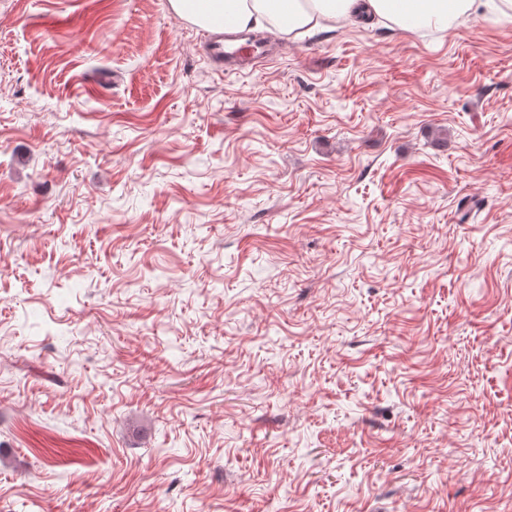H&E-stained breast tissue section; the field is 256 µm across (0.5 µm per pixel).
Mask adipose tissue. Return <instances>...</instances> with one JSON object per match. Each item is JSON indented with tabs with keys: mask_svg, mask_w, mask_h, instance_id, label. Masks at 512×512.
I'll return each mask as SVG.
<instances>
[{
	"mask_svg": "<svg viewBox=\"0 0 512 512\" xmlns=\"http://www.w3.org/2000/svg\"><path fill=\"white\" fill-rule=\"evenodd\" d=\"M172 9L193 23L245 29L265 21L291 36L326 24L378 18L401 29L445 30L483 5L512 14V0H170Z\"/></svg>",
	"mask_w": 512,
	"mask_h": 512,
	"instance_id": "1",
	"label": "adipose tissue"
}]
</instances>
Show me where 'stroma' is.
I'll return each mask as SVG.
<instances>
[{"label": "stroma", "mask_w": 512, "mask_h": 512, "mask_svg": "<svg viewBox=\"0 0 512 512\" xmlns=\"http://www.w3.org/2000/svg\"><path fill=\"white\" fill-rule=\"evenodd\" d=\"M253 31L0 0V512H512V21ZM220 37V38H219ZM210 37L208 42L207 57L213 61H223L229 66H239L240 60L249 57L254 59L264 54V49L259 47L255 40L240 37L238 34ZM224 41L237 44H225Z\"/></svg>", "instance_id": "1"}]
</instances>
